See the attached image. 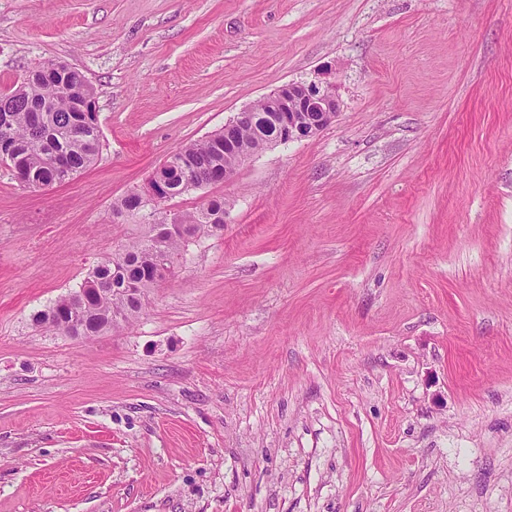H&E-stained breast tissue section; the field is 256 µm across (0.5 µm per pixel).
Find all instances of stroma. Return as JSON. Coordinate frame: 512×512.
<instances>
[{"label": "stroma", "mask_w": 512, "mask_h": 512, "mask_svg": "<svg viewBox=\"0 0 512 512\" xmlns=\"http://www.w3.org/2000/svg\"><path fill=\"white\" fill-rule=\"evenodd\" d=\"M97 162L0 167V512H512V0H0ZM340 113L227 183L130 326L34 315L144 231L113 202L289 81Z\"/></svg>", "instance_id": "1"}]
</instances>
